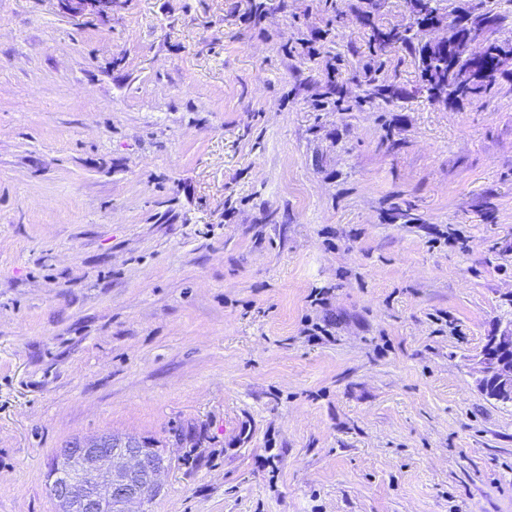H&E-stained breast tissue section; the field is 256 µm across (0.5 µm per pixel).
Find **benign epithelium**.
<instances>
[{"label":"benign epithelium","instance_id":"obj_1","mask_svg":"<svg viewBox=\"0 0 512 512\" xmlns=\"http://www.w3.org/2000/svg\"><path fill=\"white\" fill-rule=\"evenodd\" d=\"M115 0H61L73 17L112 18ZM479 385L491 399L512 402V321L500 326L479 354ZM170 467L163 451L140 438L102 435L76 439L56 453L50 494L58 512H127L147 506L162 491L160 476Z\"/></svg>","mask_w":512,"mask_h":512}]
</instances>
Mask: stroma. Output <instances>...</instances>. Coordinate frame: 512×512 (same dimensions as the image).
Here are the masks:
<instances>
[{"label":"stroma","instance_id":"35a3bbf8","mask_svg":"<svg viewBox=\"0 0 512 512\" xmlns=\"http://www.w3.org/2000/svg\"><path fill=\"white\" fill-rule=\"evenodd\" d=\"M483 14L512 44V0L421 37ZM411 15L0 0V512H56V451L105 433L169 457L148 512H512L477 364L512 319V58L428 100L372 42ZM115 0H61L65 12L73 17L96 14L103 19L112 17Z\"/></svg>","mask_w":512,"mask_h":512}]
</instances>
